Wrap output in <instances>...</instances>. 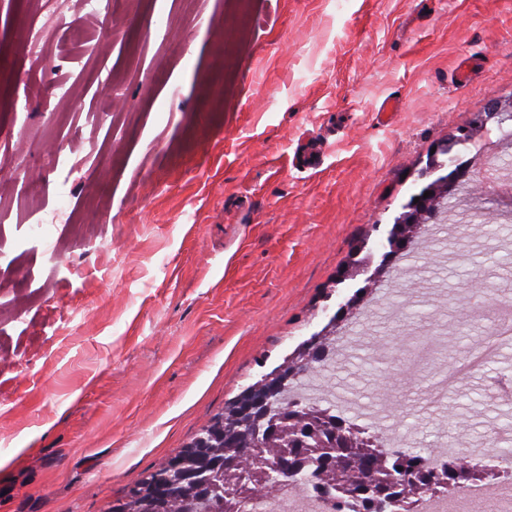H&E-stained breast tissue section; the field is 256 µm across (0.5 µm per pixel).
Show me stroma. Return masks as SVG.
<instances>
[{
    "label": "stroma",
    "instance_id": "stroma-1",
    "mask_svg": "<svg viewBox=\"0 0 512 512\" xmlns=\"http://www.w3.org/2000/svg\"><path fill=\"white\" fill-rule=\"evenodd\" d=\"M511 94L512 0H121L108 25L0 0V512H105L186 447L363 286L343 271L384 254L432 148ZM486 152L504 183L450 199L312 377L408 448L512 438V343L430 396L512 301V141ZM425 338L439 361L393 373Z\"/></svg>",
    "mask_w": 512,
    "mask_h": 512
}]
</instances>
